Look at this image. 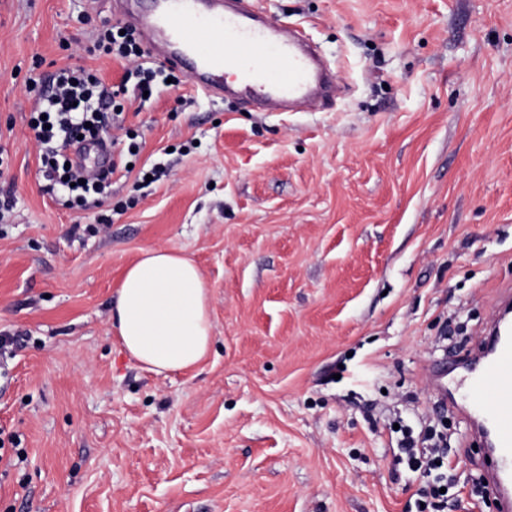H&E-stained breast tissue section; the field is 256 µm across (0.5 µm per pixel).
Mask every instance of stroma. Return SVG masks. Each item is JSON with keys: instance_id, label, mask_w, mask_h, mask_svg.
Masks as SVG:
<instances>
[{"instance_id": "35a3bbf8", "label": "stroma", "mask_w": 512, "mask_h": 512, "mask_svg": "<svg viewBox=\"0 0 512 512\" xmlns=\"http://www.w3.org/2000/svg\"><path fill=\"white\" fill-rule=\"evenodd\" d=\"M342 82L310 112L190 83L126 106L133 170L97 206L45 190L27 80L90 52L113 0H0V512H433L402 430L444 429L447 512H495L494 458L434 399L512 291V0H245ZM169 174L138 185L154 163ZM191 257L213 341L154 374L111 304L147 250Z\"/></svg>"}]
</instances>
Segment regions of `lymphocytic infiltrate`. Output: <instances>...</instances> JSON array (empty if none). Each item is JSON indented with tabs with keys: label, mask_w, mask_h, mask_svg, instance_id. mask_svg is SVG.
<instances>
[{
	"label": "lymphocytic infiltrate",
	"mask_w": 512,
	"mask_h": 512,
	"mask_svg": "<svg viewBox=\"0 0 512 512\" xmlns=\"http://www.w3.org/2000/svg\"><path fill=\"white\" fill-rule=\"evenodd\" d=\"M93 50L124 59L129 64L126 84L112 87L82 67L63 68L31 79L34 108L28 119L40 146L42 176L46 190L61 195L66 205L89 207L112 186L111 172L85 175L70 166L68 150L79 141L96 142L107 120H120L119 95L143 96L173 72L147 61L146 52L132 30L113 25L98 31Z\"/></svg>",
	"instance_id": "lymphocytic-infiltrate-1"
}]
</instances>
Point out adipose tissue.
<instances>
[{"instance_id":"ef3b65f1","label":"adipose tissue","mask_w":512,"mask_h":512,"mask_svg":"<svg viewBox=\"0 0 512 512\" xmlns=\"http://www.w3.org/2000/svg\"><path fill=\"white\" fill-rule=\"evenodd\" d=\"M113 312L124 349L150 372L190 368L209 351L208 290L195 263L176 249L148 250L131 265Z\"/></svg>"}]
</instances>
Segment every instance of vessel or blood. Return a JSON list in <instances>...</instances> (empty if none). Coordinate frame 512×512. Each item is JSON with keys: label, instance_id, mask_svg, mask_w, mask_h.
Segmentation results:
<instances>
[{"label": "vessel or blood", "instance_id": "b4317fda", "mask_svg": "<svg viewBox=\"0 0 512 512\" xmlns=\"http://www.w3.org/2000/svg\"><path fill=\"white\" fill-rule=\"evenodd\" d=\"M136 20L153 53L204 94L223 97L226 70L240 75L246 97L272 107L312 100L324 81L316 57L278 26L250 12L228 11L223 0H156ZM481 369L464 381L472 414L491 434L501 466L493 482L512 507V336H489Z\"/></svg>", "mask_w": 512, "mask_h": 512}]
</instances>
